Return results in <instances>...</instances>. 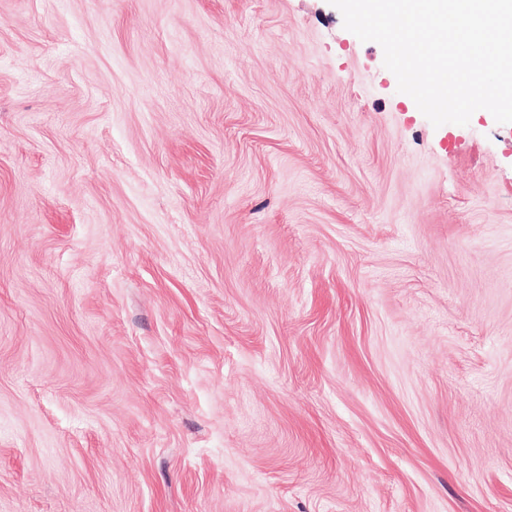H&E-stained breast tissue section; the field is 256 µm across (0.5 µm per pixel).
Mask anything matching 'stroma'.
Listing matches in <instances>:
<instances>
[{"label":"stroma","instance_id":"1","mask_svg":"<svg viewBox=\"0 0 512 512\" xmlns=\"http://www.w3.org/2000/svg\"><path fill=\"white\" fill-rule=\"evenodd\" d=\"M328 0H0V512H512V124Z\"/></svg>","mask_w":512,"mask_h":512}]
</instances>
